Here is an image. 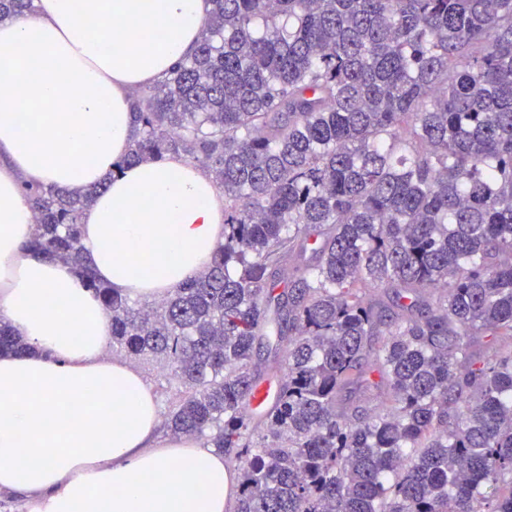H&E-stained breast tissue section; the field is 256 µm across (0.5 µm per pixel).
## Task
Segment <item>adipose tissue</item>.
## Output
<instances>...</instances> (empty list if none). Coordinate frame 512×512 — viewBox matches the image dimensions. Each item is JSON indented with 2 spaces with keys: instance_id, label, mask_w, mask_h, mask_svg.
Segmentation results:
<instances>
[{
  "instance_id": "1",
  "label": "adipose tissue",
  "mask_w": 512,
  "mask_h": 512,
  "mask_svg": "<svg viewBox=\"0 0 512 512\" xmlns=\"http://www.w3.org/2000/svg\"><path fill=\"white\" fill-rule=\"evenodd\" d=\"M209 0H37L0 21V318L32 345L0 358V491L31 512H228L224 455L163 439L157 400L109 355L111 317L69 263L24 251L26 183L108 182L82 216L96 277L144 299L195 279L224 241V195L179 158L116 170L136 91L191 54ZM112 31L111 39L100 28Z\"/></svg>"
}]
</instances>
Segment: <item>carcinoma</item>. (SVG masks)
<instances>
[{
    "label": "carcinoma",
    "mask_w": 512,
    "mask_h": 512,
    "mask_svg": "<svg viewBox=\"0 0 512 512\" xmlns=\"http://www.w3.org/2000/svg\"><path fill=\"white\" fill-rule=\"evenodd\" d=\"M210 2L121 162L211 172L208 268L157 301L96 279L105 183L24 187L29 248L85 280L112 351L168 371L164 427L231 454L233 512H512V349L478 341L512 340V0ZM30 350L0 319V356Z\"/></svg>",
    "instance_id": "obj_1"
}]
</instances>
